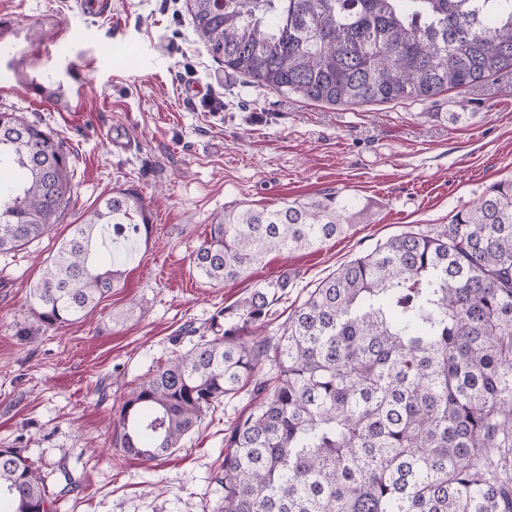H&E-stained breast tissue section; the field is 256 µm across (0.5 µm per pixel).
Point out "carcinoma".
Here are the masks:
<instances>
[{"mask_svg": "<svg viewBox=\"0 0 512 512\" xmlns=\"http://www.w3.org/2000/svg\"><path fill=\"white\" fill-rule=\"evenodd\" d=\"M212 56L255 83L330 105L429 100L512 70V0H188ZM0 252L45 235L73 189L63 140L0 112ZM360 215L329 193L230 211L193 267L244 276L272 252L318 249ZM107 224L149 229L142 198L99 202L47 261L32 310L47 327L81 319L112 291ZM286 276L210 320L118 409L113 447L153 462L256 383L224 436L220 512H512V179L450 223L402 233L322 280L271 324ZM5 512H54L45 477L0 448Z\"/></svg>", "mask_w": 512, "mask_h": 512, "instance_id": "1", "label": "carcinoma"}]
</instances>
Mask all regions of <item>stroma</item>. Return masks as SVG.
Instances as JSON below:
<instances>
[{
    "mask_svg": "<svg viewBox=\"0 0 512 512\" xmlns=\"http://www.w3.org/2000/svg\"><path fill=\"white\" fill-rule=\"evenodd\" d=\"M0 0V110L64 138L73 192L59 221L0 253V448L18 447L56 492L55 512H217L224 434L254 403L242 390L180 451L152 463L112 446L118 406L170 357L184 327L264 280L288 276L274 335L323 279L409 230L446 224L512 177V72L427 102L326 105L231 73L198 39L187 0ZM86 73L82 111L70 75ZM40 83L43 96L28 89ZM448 112H474L453 124ZM124 134L126 148L111 134ZM131 189L149 235L111 294L81 320L48 328L29 290L73 225ZM338 192L362 200L357 223L320 249L274 252L246 277L215 283L191 267L209 224L245 205Z\"/></svg>",
    "mask_w": 512,
    "mask_h": 512,
    "instance_id": "35a3bbf8",
    "label": "stroma"
}]
</instances>
